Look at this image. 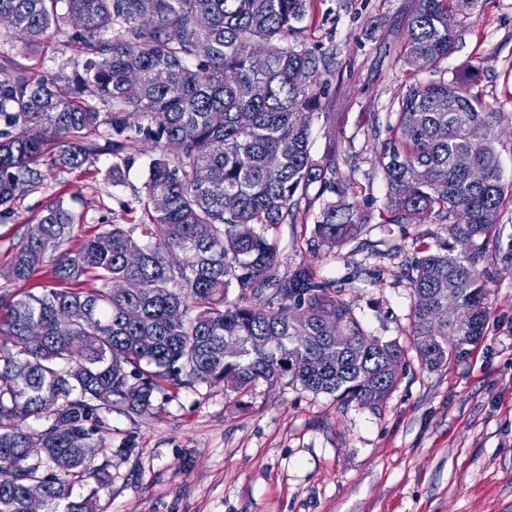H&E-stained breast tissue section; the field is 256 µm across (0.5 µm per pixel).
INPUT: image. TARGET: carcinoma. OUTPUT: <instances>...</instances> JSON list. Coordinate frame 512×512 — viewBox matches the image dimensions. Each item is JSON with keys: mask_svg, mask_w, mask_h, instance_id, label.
I'll use <instances>...</instances> for the list:
<instances>
[{"mask_svg": "<svg viewBox=\"0 0 512 512\" xmlns=\"http://www.w3.org/2000/svg\"><path fill=\"white\" fill-rule=\"evenodd\" d=\"M476 2L417 0L404 63L448 57V15ZM307 8L308 0H0L22 48L70 27L85 56L72 77L0 72L1 214L56 168L80 169L105 152L117 183L135 163L132 143L158 151L136 223L104 224L68 248L74 215L59 196L15 244L0 285V512H27L35 496L43 512H103L96 495L76 499L72 487L112 482L99 462L112 452L106 416H146L165 391L222 383L243 397L262 382L376 406L396 386L406 350L368 335L315 264L281 270L275 232L311 209L312 185L339 196L314 227L317 245H343L370 218L346 202L336 151L321 162L310 154L332 64L290 43ZM497 122L456 78L414 83L376 154L388 196L382 223L432 217L448 234L438 250H422L410 276L411 345L429 369L485 336L480 265L509 191ZM461 240L469 251L457 250ZM45 264L41 292L10 291ZM89 276L100 287L80 288ZM60 456L63 469L53 465Z\"/></svg>", "mask_w": 512, "mask_h": 512, "instance_id": "1", "label": "carcinoma"}]
</instances>
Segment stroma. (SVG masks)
<instances>
[{
    "label": "stroma",
    "instance_id": "35a3bbf8",
    "mask_svg": "<svg viewBox=\"0 0 512 512\" xmlns=\"http://www.w3.org/2000/svg\"><path fill=\"white\" fill-rule=\"evenodd\" d=\"M415 0H310L297 42L332 61L322 106L312 123L311 156L336 153V169L354 183L348 199L370 214L361 235L320 247L321 274L335 281L365 331L406 348L398 382L374 406L299 388L258 385L243 398L220 384L158 396L150 415L113 409L104 438L112 483L105 512H512V204L487 252L491 304L485 336L470 353L435 370L410 350L409 272L421 243L438 248L435 219L384 224L386 187L374 145L386 138V114L409 85L466 79L467 90L498 114L494 143L504 182H512V0H478L456 15L458 39L444 60L409 72L398 51ZM84 57L66 32L25 50L0 41V71L31 76L73 73ZM481 65L475 80L467 68ZM136 158L120 183L108 154L79 169H58L49 189L19 197L0 218V270L15 244L53 197L76 217L71 246L104 224H131L122 213L143 187L154 149ZM316 214L280 225L283 269L308 256Z\"/></svg>",
    "mask_w": 512,
    "mask_h": 512
}]
</instances>
